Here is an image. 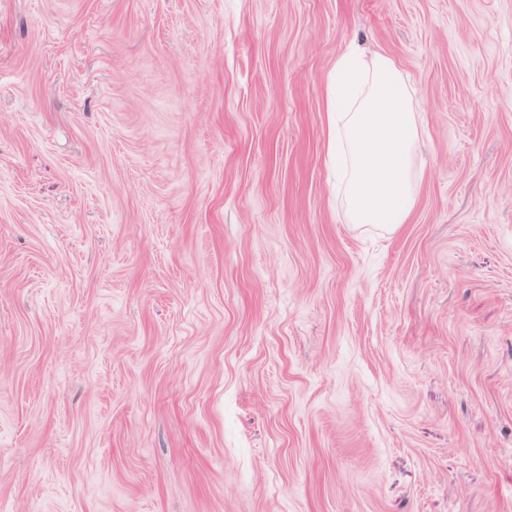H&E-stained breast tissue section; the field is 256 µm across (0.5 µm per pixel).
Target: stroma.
<instances>
[{"mask_svg":"<svg viewBox=\"0 0 512 512\" xmlns=\"http://www.w3.org/2000/svg\"><path fill=\"white\" fill-rule=\"evenodd\" d=\"M350 46L418 106L392 230ZM0 512H512V0H0Z\"/></svg>","mask_w":512,"mask_h":512,"instance_id":"obj_1","label":"stroma"}]
</instances>
